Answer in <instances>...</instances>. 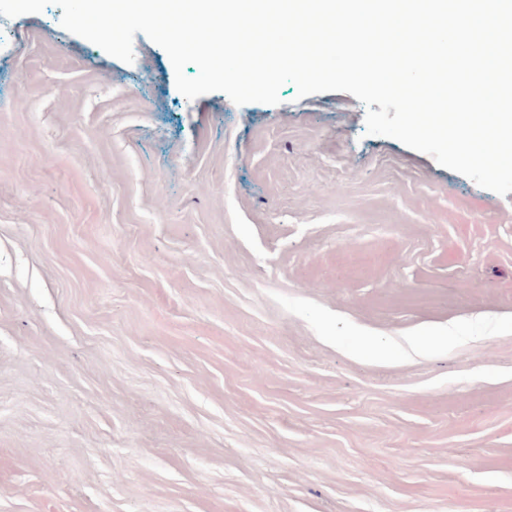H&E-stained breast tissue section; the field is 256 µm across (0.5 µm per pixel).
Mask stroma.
<instances>
[{"instance_id": "obj_1", "label": "stroma", "mask_w": 512, "mask_h": 512, "mask_svg": "<svg viewBox=\"0 0 512 512\" xmlns=\"http://www.w3.org/2000/svg\"><path fill=\"white\" fill-rule=\"evenodd\" d=\"M61 17L0 15V512H512V192Z\"/></svg>"}]
</instances>
